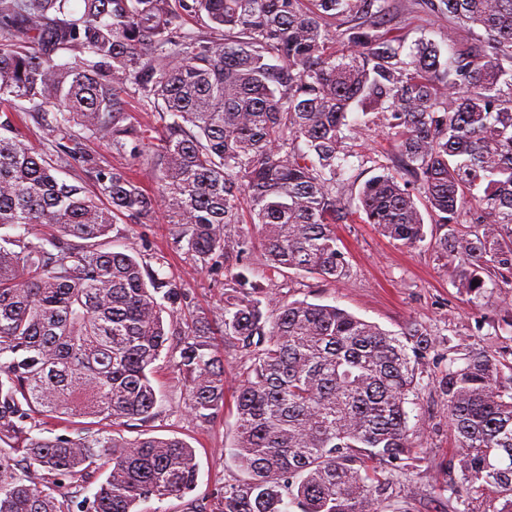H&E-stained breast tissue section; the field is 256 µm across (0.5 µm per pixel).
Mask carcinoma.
Returning a JSON list of instances; mask_svg holds the SVG:
<instances>
[{
    "mask_svg": "<svg viewBox=\"0 0 512 512\" xmlns=\"http://www.w3.org/2000/svg\"><path fill=\"white\" fill-rule=\"evenodd\" d=\"M0 0V104L54 110L64 141L39 154L0 120V512H143L195 488L196 450L178 437L118 438L158 414L153 364L167 355L185 410L202 425L224 411V356L247 354L236 387L234 455L243 480L221 512H383L393 470L410 458L406 404L432 348L335 305L265 304L232 269L255 250L270 274L337 282L349 271L336 222L374 224L401 245L425 240L408 180L433 221L472 226L439 238L453 284L477 298L512 286V0H415L448 19L403 53L382 29L393 0ZM206 17L186 28V17ZM341 30L331 33L332 22ZM477 27L485 37L458 41ZM339 37L346 53L330 52ZM70 60H61V54ZM90 59H85V56ZM135 89L154 124L130 121ZM378 113L400 162L367 180L358 205L336 194L351 169L350 109ZM132 153L156 190L84 154L72 128ZM133 147H128V144ZM79 165L101 195L60 177ZM246 202L250 227L242 226ZM224 272L213 316L180 319L185 289L110 250L118 219L156 223ZM512 349L471 350L440 379L463 481L493 486L512 512ZM84 419L73 434L44 435ZM106 473L92 496L86 485Z\"/></svg>",
    "mask_w": 512,
    "mask_h": 512,
    "instance_id": "cac0c4a2",
    "label": "carcinoma"
}]
</instances>
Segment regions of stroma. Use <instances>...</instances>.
<instances>
[{
	"label": "stroma",
	"mask_w": 512,
	"mask_h": 512,
	"mask_svg": "<svg viewBox=\"0 0 512 512\" xmlns=\"http://www.w3.org/2000/svg\"><path fill=\"white\" fill-rule=\"evenodd\" d=\"M407 43L426 38L443 42L444 28L431 16L402 4L387 23ZM16 131L35 150H47L55 139L52 111L17 100L10 106ZM359 129L347 146L353 167V182L343 190V201L353 206L363 183L391 165L392 149L375 115L351 111ZM85 153L102 167L132 169L145 188H152L155 176L132 156L117 157L111 144L90 132L79 134ZM117 249L137 253L146 262L156 256L166 258L164 271L176 276L197 312L218 306L222 288L216 275L199 258L176 246L170 224H136L120 220ZM426 238L418 247L407 248L379 233L370 224H340L336 235L348 256L350 271L339 282H323L292 270L269 278L264 274L263 257L254 254L248 275L262 282L268 298L291 302L335 305L357 317L396 334L415 327L434 341V347L418 365V388L408 404L410 437L416 460L398 475L396 495L384 505L385 512H455L467 504L469 512H499L504 499L493 487L476 491L467 485L450 484L449 463L454 458L457 439L448 422V409L438 380L449 359L495 342H508L512 335L499 331V310L512 304V288L487 294L480 301L460 293L448 277L445 261L434 242L443 231L426 224ZM153 383L160 397L158 416L148 432L154 436L178 437L197 453L199 464L195 499L218 508V490L224 484L242 479L233 454L236 441V415L233 398H226L223 413L210 425H199L184 412L183 388L168 357L155 363Z\"/></svg>",
	"instance_id": "35a3bbf8"
}]
</instances>
